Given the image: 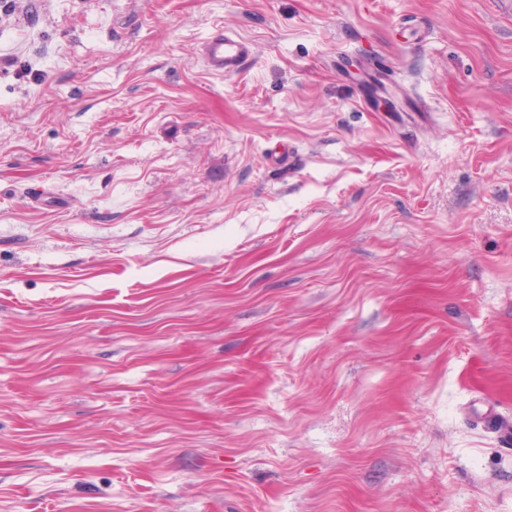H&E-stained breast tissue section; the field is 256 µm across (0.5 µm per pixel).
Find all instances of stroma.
I'll return each mask as SVG.
<instances>
[{
  "label": "stroma",
  "mask_w": 512,
  "mask_h": 512,
  "mask_svg": "<svg viewBox=\"0 0 512 512\" xmlns=\"http://www.w3.org/2000/svg\"><path fill=\"white\" fill-rule=\"evenodd\" d=\"M508 422L512 0H0V512H512ZM253 51L252 44L240 35L222 30L211 34L199 48L209 70L224 75L240 72Z\"/></svg>",
  "instance_id": "1"
}]
</instances>
